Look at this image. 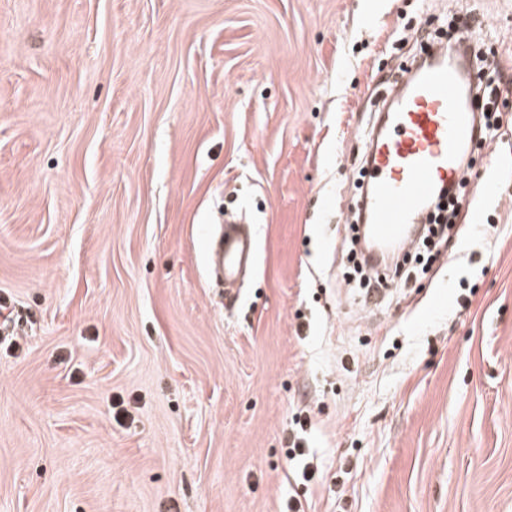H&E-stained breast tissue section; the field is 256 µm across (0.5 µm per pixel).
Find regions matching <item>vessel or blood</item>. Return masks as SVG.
<instances>
[{
    "label": "vessel or blood",
    "instance_id": "b4317fda",
    "mask_svg": "<svg viewBox=\"0 0 512 512\" xmlns=\"http://www.w3.org/2000/svg\"><path fill=\"white\" fill-rule=\"evenodd\" d=\"M479 69L449 59L443 45L409 63L401 92L385 105L370 137L368 189L361 200L373 237L406 246L437 190L462 177L460 155L479 136L470 91ZM211 276L237 284L257 260L253 233L235 222L207 232Z\"/></svg>",
    "mask_w": 512,
    "mask_h": 512
}]
</instances>
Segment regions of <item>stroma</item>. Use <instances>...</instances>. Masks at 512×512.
Wrapping results in <instances>:
<instances>
[{
  "mask_svg": "<svg viewBox=\"0 0 512 512\" xmlns=\"http://www.w3.org/2000/svg\"><path fill=\"white\" fill-rule=\"evenodd\" d=\"M466 3L507 82L486 221L368 315V83L448 0H0V512H281L298 413L308 512H512V0ZM203 248L211 277L224 278L225 286L237 284L256 264L255 235L234 221L224 224V234L220 236L209 228L203 239ZM355 227H356V235L354 238V240H355L354 254L357 258V269H358L359 273L362 275V277L366 279V281L364 283L365 289H364V294H363L364 300L366 302V300L368 298H371L376 293L377 294L380 293V289L384 288V290H385V288L388 287V283H386L383 280H380L378 278L367 279L370 276V269L363 261L361 241L358 242V239H357V237H360V238L362 237V232H361L360 226L358 224H356Z\"/></svg>",
  "mask_w": 512,
  "mask_h": 512,
  "instance_id": "1",
  "label": "stroma"
}]
</instances>
